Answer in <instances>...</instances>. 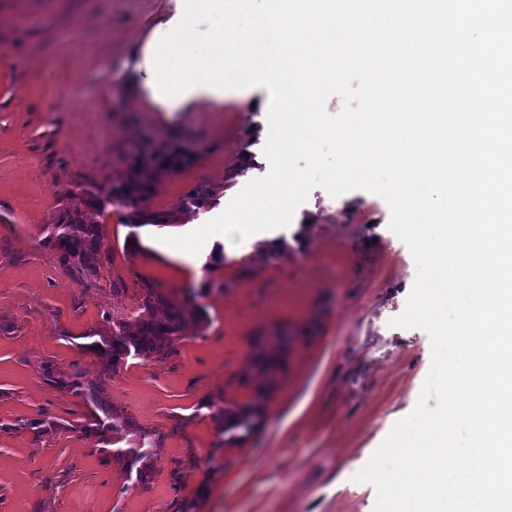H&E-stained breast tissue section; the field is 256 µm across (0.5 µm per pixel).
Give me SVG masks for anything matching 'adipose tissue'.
<instances>
[{
  "label": "adipose tissue",
  "mask_w": 512,
  "mask_h": 512,
  "mask_svg": "<svg viewBox=\"0 0 512 512\" xmlns=\"http://www.w3.org/2000/svg\"><path fill=\"white\" fill-rule=\"evenodd\" d=\"M214 21L211 42L198 44L192 27L198 13ZM287 10L269 0H181V14L157 29L140 49L139 85L164 111L191 109L200 99L223 101L224 59L234 57L238 74L255 80L277 74L287 84L288 58L278 52L287 30Z\"/></svg>",
  "instance_id": "ef3b65f1"
}]
</instances>
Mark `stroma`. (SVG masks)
<instances>
[{"label":"stroma","mask_w":512,"mask_h":512,"mask_svg":"<svg viewBox=\"0 0 512 512\" xmlns=\"http://www.w3.org/2000/svg\"><path fill=\"white\" fill-rule=\"evenodd\" d=\"M178 0H0V512H374L377 493L355 482L394 424L415 407L431 366L428 333L390 326L416 278L408 246L378 194L311 189L284 246L215 241L223 265L205 269L220 290L157 250L132 257L121 214L101 224L109 260L92 287L71 280L40 243L76 184L109 185L144 144L194 152L160 176L148 206L180 214L195 185L231 202L265 177V88L197 102L189 112L152 105L133 78V47L175 13ZM201 307L166 360L104 370L80 347L107 313L140 312V279ZM124 291L113 293V280ZM271 355L274 376L257 365ZM81 374L108 407L160 440L148 483L87 438L82 397L59 391L45 364ZM268 388L259 427L238 447L216 414Z\"/></svg>","instance_id":"obj_1"}]
</instances>
